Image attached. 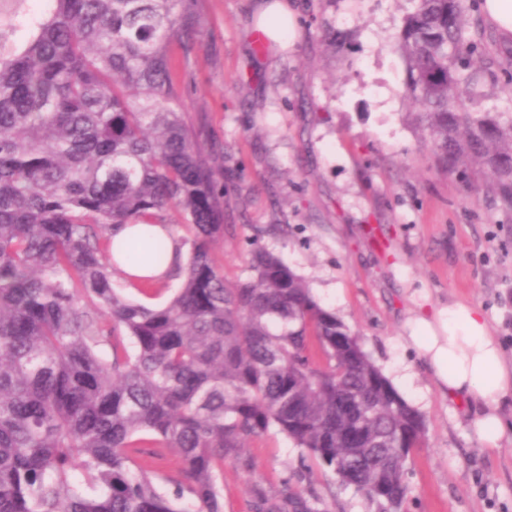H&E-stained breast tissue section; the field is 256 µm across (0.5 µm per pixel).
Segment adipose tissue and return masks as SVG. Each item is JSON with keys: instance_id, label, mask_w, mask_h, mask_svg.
<instances>
[{"instance_id": "1", "label": "adipose tissue", "mask_w": 512, "mask_h": 512, "mask_svg": "<svg viewBox=\"0 0 512 512\" xmlns=\"http://www.w3.org/2000/svg\"><path fill=\"white\" fill-rule=\"evenodd\" d=\"M154 237L166 245V261L159 268L131 249L136 241ZM112 255L116 271L133 283L160 279L180 261L177 238L164 224L114 225ZM407 327L404 341L418 353L440 394L474 408L480 442L499 448L512 426L502 417L512 400V361L483 312L451 299L428 311L417 308Z\"/></svg>"}]
</instances>
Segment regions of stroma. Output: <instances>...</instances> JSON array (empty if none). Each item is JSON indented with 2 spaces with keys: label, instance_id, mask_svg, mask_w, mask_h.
<instances>
[{
  "label": "stroma",
  "instance_id": "obj_1",
  "mask_svg": "<svg viewBox=\"0 0 512 512\" xmlns=\"http://www.w3.org/2000/svg\"><path fill=\"white\" fill-rule=\"evenodd\" d=\"M295 35L256 46L261 0H192L191 41L171 66L200 143L227 176L224 238L213 258L247 278L251 240L299 275L362 338L423 415L407 463V512H512V431L478 440L475 412L443 397L402 338L424 289L483 310L512 358V213L478 190L477 164L438 166L405 93L406 64L386 43L406 0H290ZM252 472L224 466V512H250V487L275 488L293 443L251 444Z\"/></svg>",
  "mask_w": 512,
  "mask_h": 512
}]
</instances>
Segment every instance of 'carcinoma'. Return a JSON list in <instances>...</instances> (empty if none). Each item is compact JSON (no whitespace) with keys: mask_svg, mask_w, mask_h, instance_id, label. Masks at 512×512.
Instances as JSON below:
<instances>
[{"mask_svg":"<svg viewBox=\"0 0 512 512\" xmlns=\"http://www.w3.org/2000/svg\"><path fill=\"white\" fill-rule=\"evenodd\" d=\"M12 0L0 9V512H223L224 463L271 432L299 450L252 512H322L312 475L405 512L426 425L332 308L254 245L216 267L228 192L181 112L169 53L189 0ZM412 4L401 54L435 159L466 156L512 212V113L481 106L462 0ZM186 236L166 302L112 275L115 224ZM173 453L176 475L148 460ZM308 483L307 492L298 484Z\"/></svg>","mask_w":512,"mask_h":512,"instance_id":"obj_1","label":"carcinoma"}]
</instances>
